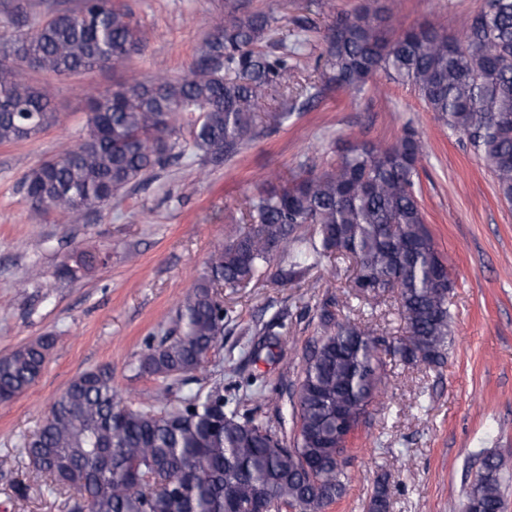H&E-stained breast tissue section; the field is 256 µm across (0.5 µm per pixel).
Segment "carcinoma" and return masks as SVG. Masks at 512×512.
<instances>
[{
	"mask_svg": "<svg viewBox=\"0 0 512 512\" xmlns=\"http://www.w3.org/2000/svg\"><path fill=\"white\" fill-rule=\"evenodd\" d=\"M381 0H361L336 17L323 37L318 82L309 98L336 86L361 92L375 75L410 87L452 134L464 139L512 204V0H484L458 37L428 23L391 36ZM279 18L244 0L226 5L190 72L179 80L157 73L148 82L117 85L90 97L80 141L59 160L30 170L23 188L31 200L69 205L67 218L95 213L156 169L192 150L224 155L260 135L263 102L280 96L276 125L288 121L297 99L288 81L297 65L275 38ZM141 45L127 10L112 0H78L27 32L0 35V144L27 140L55 119L52 95L23 77L24 67L57 76L94 68L128 67ZM190 122V140L180 130ZM425 142L406 131L392 144L361 142L343 149L319 172L268 183L245 199L244 228L214 249L204 272L179 301L164 336L132 363L159 382L156 403L121 402L112 374L90 369L53 403L40 429L23 440L33 472L49 491H75L70 512H325L347 488L349 458L341 417L359 425L383 383L384 356L426 366L448 350V267L435 248L419 200L418 167ZM341 255L354 264L358 296L397 292L406 336L396 344L377 329L336 316L329 299L318 314L320 336L303 355L289 395L298 434L287 444L282 425L229 408L224 386L186 394L179 377L204 365L224 335V301L258 273L276 267L286 285ZM97 262L81 253L60 265L74 279ZM249 355L283 359L276 333L252 332ZM54 337L40 336L0 356V402L40 376ZM512 462L480 457L465 492L463 512H498ZM370 512H388L389 487L379 480Z\"/></svg>",
	"mask_w": 512,
	"mask_h": 512,
	"instance_id": "cac0c4a2",
	"label": "carcinoma"
}]
</instances>
